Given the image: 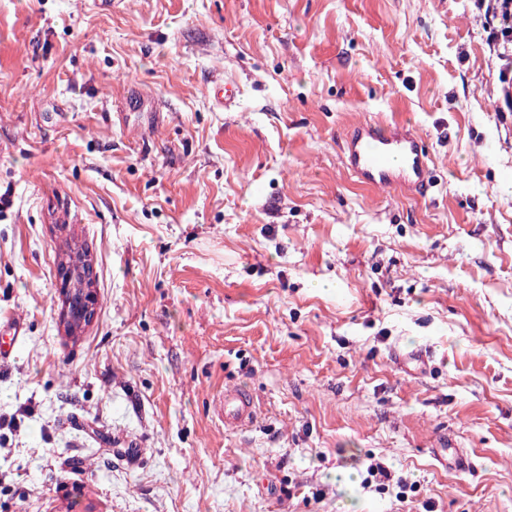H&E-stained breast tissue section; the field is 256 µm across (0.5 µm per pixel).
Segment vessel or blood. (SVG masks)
Segmentation results:
<instances>
[{"instance_id": "b4317fda", "label": "vessel or blood", "mask_w": 512, "mask_h": 512, "mask_svg": "<svg viewBox=\"0 0 512 512\" xmlns=\"http://www.w3.org/2000/svg\"><path fill=\"white\" fill-rule=\"evenodd\" d=\"M345 162L365 183L386 188L423 191L429 183L427 149L424 139L405 125L386 130L363 124L345 137ZM24 331L21 320L0 326V358H8ZM218 413L225 426L237 428L254 419L250 396L245 391L225 388Z\"/></svg>"}]
</instances>
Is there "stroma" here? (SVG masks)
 Returning <instances> with one entry per match:
<instances>
[{"label": "stroma", "mask_w": 512, "mask_h": 512, "mask_svg": "<svg viewBox=\"0 0 512 512\" xmlns=\"http://www.w3.org/2000/svg\"><path fill=\"white\" fill-rule=\"evenodd\" d=\"M499 72L473 0H0V512H512ZM396 123L427 193L344 162ZM73 273L75 275L73 288L70 291V273L68 272L67 265L65 264L62 268V278L60 277L59 282V294L65 300L66 295H68L70 291L71 296V304H70V315L75 322L79 321L81 318V309L79 307V300L84 291V283L86 278V270L84 265H78L77 263L73 264L72 267ZM24 323L20 319L8 322L3 327L0 326V358H8L14 346L23 336ZM218 413L224 426L237 428L250 424L254 419L250 396L245 391L227 387L219 399Z\"/></svg>", "instance_id": "35a3bbf8"}]
</instances>
